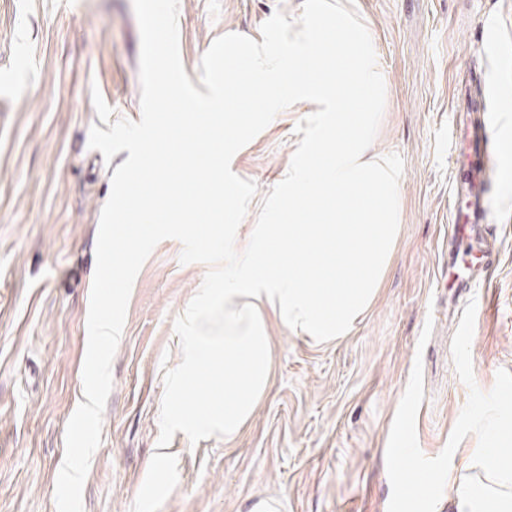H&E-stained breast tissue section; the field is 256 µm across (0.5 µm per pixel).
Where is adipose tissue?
Wrapping results in <instances>:
<instances>
[{"label":"adipose tissue","mask_w":512,"mask_h":512,"mask_svg":"<svg viewBox=\"0 0 512 512\" xmlns=\"http://www.w3.org/2000/svg\"><path fill=\"white\" fill-rule=\"evenodd\" d=\"M469 467L473 476L456 483L455 512H512V456L489 448Z\"/></svg>","instance_id":"1"}]
</instances>
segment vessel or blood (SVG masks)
<instances>
[{
	"mask_svg": "<svg viewBox=\"0 0 512 512\" xmlns=\"http://www.w3.org/2000/svg\"><path fill=\"white\" fill-rule=\"evenodd\" d=\"M451 122V154L454 158L448 196V272L459 297L485 287L499 262L491 232L493 213L484 193V172L490 155L488 113L468 114V98L457 95Z\"/></svg>",
	"mask_w": 512,
	"mask_h": 512,
	"instance_id": "b4317fda",
	"label": "vessel or blood"
}]
</instances>
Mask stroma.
<instances>
[{"label":"stroma","instance_id":"obj_1","mask_svg":"<svg viewBox=\"0 0 512 512\" xmlns=\"http://www.w3.org/2000/svg\"><path fill=\"white\" fill-rule=\"evenodd\" d=\"M303 0H179L184 70L227 33L261 40L276 11ZM371 33L386 83L376 154H399L403 209L377 296L348 336L315 343L269 322L271 386L241 433L191 444L176 432L155 469L163 376L181 361L174 323L209 271L161 241L132 287L112 363L113 386L83 488L84 512H388L386 449L414 365L424 399L416 431L425 456L446 446L465 406L448 304L450 109L457 75L480 63L512 86V0H345ZM498 48L476 59L485 18ZM140 31L132 0H0V512H57L67 423L83 402L82 369L100 215L129 156L88 146L99 88L115 118L140 120ZM315 110L281 111L232 159L257 193L247 235ZM489 201L500 248L493 285L478 289L471 357L490 391L512 372V112L494 110ZM431 326L427 344L419 339Z\"/></svg>","mask_w":512,"mask_h":512}]
</instances>
